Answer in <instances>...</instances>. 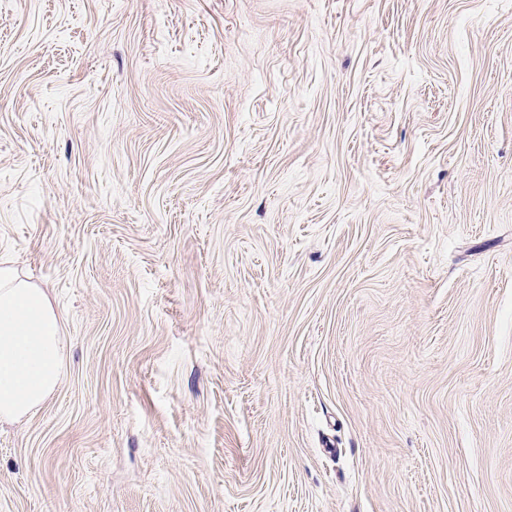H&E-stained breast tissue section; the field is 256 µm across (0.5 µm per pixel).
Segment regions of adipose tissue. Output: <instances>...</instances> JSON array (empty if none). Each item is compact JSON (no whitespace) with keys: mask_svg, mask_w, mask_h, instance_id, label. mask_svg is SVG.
I'll use <instances>...</instances> for the list:
<instances>
[{"mask_svg":"<svg viewBox=\"0 0 512 512\" xmlns=\"http://www.w3.org/2000/svg\"><path fill=\"white\" fill-rule=\"evenodd\" d=\"M45 289L0 261V425L22 422L41 408L61 376L66 338Z\"/></svg>","mask_w":512,"mask_h":512,"instance_id":"ef3b65f1","label":"adipose tissue"}]
</instances>
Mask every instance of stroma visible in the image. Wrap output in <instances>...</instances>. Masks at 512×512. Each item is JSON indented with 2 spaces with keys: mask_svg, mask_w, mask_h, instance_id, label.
Instances as JSON below:
<instances>
[{
  "mask_svg": "<svg viewBox=\"0 0 512 512\" xmlns=\"http://www.w3.org/2000/svg\"><path fill=\"white\" fill-rule=\"evenodd\" d=\"M0 259V512H512V0H0ZM44 288L0 261V425L20 423L59 385L66 338Z\"/></svg>",
  "mask_w": 512,
  "mask_h": 512,
  "instance_id": "stroma-1",
  "label": "stroma"
}]
</instances>
